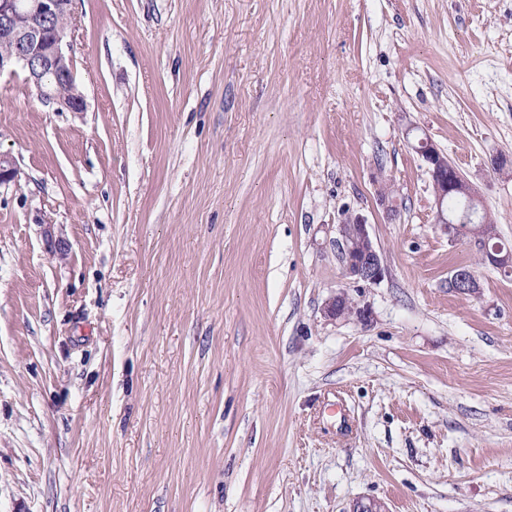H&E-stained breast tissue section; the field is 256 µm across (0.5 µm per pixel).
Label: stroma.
Wrapping results in <instances>:
<instances>
[{
	"label": "stroma",
	"mask_w": 512,
	"mask_h": 512,
	"mask_svg": "<svg viewBox=\"0 0 512 512\" xmlns=\"http://www.w3.org/2000/svg\"><path fill=\"white\" fill-rule=\"evenodd\" d=\"M73 10L84 111L0 77V512H512V275L404 135L511 244L512 0ZM358 216L375 285L342 274ZM342 290L365 318L324 317ZM410 146L422 158L435 186L434 198L437 208V224H443V229L447 232L449 230V232L462 234L468 224L454 223L453 220H449L448 223V213L457 210L463 204L458 200L449 198L447 209V207L445 208V202L447 201L448 193H455L479 203L480 201L474 187L429 137H415ZM399 198L394 185L385 179L378 181L377 202L388 217H394L399 212ZM337 231L343 276L355 283H379L385 277L386 266L374 243L370 224L358 218L338 224ZM470 238H468L471 242L474 243L475 246L480 247L481 253L484 255L487 263L491 266H496L501 271L511 272L512 270V246H506L499 237L493 238L491 241L493 243H498L499 247L505 252L507 250H511L506 254H502L499 250L498 246H492L491 248L488 245L490 238H492L491 233L486 229L485 226L477 225L475 227H471ZM505 273V272H504ZM505 273V274H509ZM459 294L472 295L477 294L479 283L474 272L459 268L453 272L448 280Z\"/></svg>",
	"instance_id": "35a3bbf8"
}]
</instances>
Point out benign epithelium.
<instances>
[{
    "instance_id": "obj_1",
    "label": "benign epithelium",
    "mask_w": 512,
    "mask_h": 512,
    "mask_svg": "<svg viewBox=\"0 0 512 512\" xmlns=\"http://www.w3.org/2000/svg\"><path fill=\"white\" fill-rule=\"evenodd\" d=\"M74 15L72 0H0V40L13 44V50L0 56V75L15 73L21 67L27 82L35 89L41 102L55 105L69 112H82L85 101L79 89L74 66ZM53 76L71 87V97L60 99L47 80ZM411 148L422 158L435 186L436 221L448 229V194L462 195L478 201L472 184L448 160L429 137H417ZM20 170L14 160L0 154V185L18 181ZM377 202L385 213L394 217L399 212V198L394 185L378 181ZM336 245L341 252L343 276L355 283L377 284L386 274L383 257L377 249L371 225L359 218L338 225ZM492 238L486 227L471 228L470 241L481 249L487 263L501 271L512 270V253H502L497 246H489ZM449 282L464 295L478 293L479 283L474 272L459 268ZM324 313L337 320L345 315L364 316L365 310L342 291L325 303Z\"/></svg>"
}]
</instances>
